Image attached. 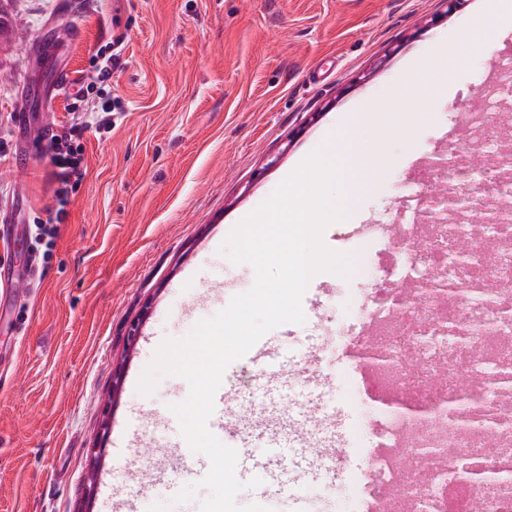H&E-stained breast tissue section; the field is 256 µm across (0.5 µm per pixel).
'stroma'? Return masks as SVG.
Listing matches in <instances>:
<instances>
[{
  "mask_svg": "<svg viewBox=\"0 0 512 512\" xmlns=\"http://www.w3.org/2000/svg\"><path fill=\"white\" fill-rule=\"evenodd\" d=\"M485 2L465 0L451 12L444 0H0V210L19 223L47 220L54 185L50 147L26 139L18 113L34 128L68 121L55 72L83 78L102 37L122 41V65L100 92L115 107L112 129L81 140L87 171L48 277L29 302L0 300V373L15 378L0 389V512H105L100 493L88 491L94 471L111 476L118 497L141 498L143 512H201L211 495L200 484L210 470L204 454L194 456L200 473L178 481L194 486L190 500L146 483L180 431L170 407L189 394L178 376L162 377L147 396L130 386L157 350L150 337L183 338L250 290L253 268L220 251L240 217L314 151L340 156L346 115L390 108L414 61L435 58ZM505 55L512 23L495 24L491 50L472 53L448 90L416 103L403 132L371 127L390 164L327 227L328 248L376 267L389 243L374 228L393 223L442 143L455 142L463 161L481 155L461 115ZM373 282L358 270L314 276L301 300L305 321L290 325L279 355L281 383L260 390L242 362L228 366L234 419L252 426L307 416L296 372L302 355L321 354L343 427L372 420L343 331ZM127 420L140 445L112 457L102 427ZM282 465L294 489L284 507L295 512L294 499L315 492L304 465ZM315 494L326 512L359 510L349 484Z\"/></svg>",
  "mask_w": 512,
  "mask_h": 512,
  "instance_id": "1",
  "label": "stroma"
}]
</instances>
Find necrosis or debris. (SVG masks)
I'll list each match as a JSON object with an SVG mask.
<instances>
[{"label": "necrosis or debris", "mask_w": 512, "mask_h": 512, "mask_svg": "<svg viewBox=\"0 0 512 512\" xmlns=\"http://www.w3.org/2000/svg\"><path fill=\"white\" fill-rule=\"evenodd\" d=\"M511 91L506 57L462 115L469 140L493 151L490 166L468 169L467 190L482 199L512 162V149L489 135ZM390 231L405 247L419 234L430 247L404 252L401 281L415 288L413 309L397 315L386 307L383 296L397 282L372 289L363 336L384 359L369 362L365 377L377 392L414 395L426 411L379 423L381 441L361 466L362 512H512V322L502 316L512 308V231L452 214L424 224L407 217ZM462 282L472 289L457 305ZM462 367L475 377L472 389L460 385ZM477 470L479 482L471 479Z\"/></svg>", "instance_id": "obj_1"}]
</instances>
